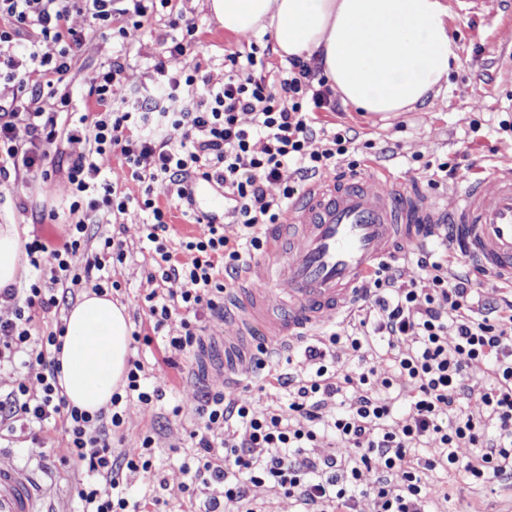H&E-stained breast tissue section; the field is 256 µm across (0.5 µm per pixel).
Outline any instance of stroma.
<instances>
[{
	"mask_svg": "<svg viewBox=\"0 0 512 512\" xmlns=\"http://www.w3.org/2000/svg\"><path fill=\"white\" fill-rule=\"evenodd\" d=\"M172 6L174 12L183 13L198 25L200 43L186 63L201 64L211 84L218 86L224 82L225 54L247 52L253 43L261 47L266 44L261 33L248 39L225 33L199 0H172ZM448 6V24L459 46V61L448 76L447 88L436 99L386 115L359 112L348 105L319 115L325 127L347 129L355 135L354 158L376 163L395 176L419 177V166L424 161L455 166L456 176L440 180L429 190L430 196L447 203L488 166L512 163V130L500 128L501 122L512 123V41L502 37L503 30L512 29V0H486L476 10L470 0H448ZM71 24L85 37V44L65 79L76 111L84 109L92 70L119 52L126 53L128 67L122 85L114 90V100H130L136 92L155 87L154 64L166 50L169 32L165 21L130 31L122 42L101 36L87 15H72ZM69 196L70 185L62 171L44 183L13 181L11 191L0 204V224H27L32 234L61 243L67 236V223L60 220L37 224L33 216L50 209L65 212ZM88 234L87 252L76 258L80 265L87 253L98 251L104 238L112 236L124 244L127 258L112 270L111 276L120 282L122 290L116 298L126 307L134 332L141 336L140 341L132 342L131 356L141 360L145 368H152L162 358L164 349L161 337L152 332L146 300L155 284L147 278L153 259L143 234V215L129 209L114 223L89 225ZM198 380L196 371L169 370L162 401L149 409L136 403L128 407L122 428L124 440L116 444V451L132 447L147 433L158 435L152 469L128 478L127 493L131 500L141 502L151 497L161 478L176 481L180 467L189 462L191 449L184 436L194 417H173L170 408L177 393ZM42 430L48 438L45 453H38L24 440L7 437L0 439V448L27 461L41 480L53 485L54 495L45 503L49 512H75L78 475L49 460L65 445L62 424L60 420L49 419L43 422ZM427 480L433 485L447 486L451 495L447 512H512V486L493 484L475 493L440 470L428 472Z\"/></svg>",
	"mask_w": 512,
	"mask_h": 512,
	"instance_id": "1",
	"label": "stroma"
}]
</instances>
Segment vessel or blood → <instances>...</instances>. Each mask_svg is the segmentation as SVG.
<instances>
[{"mask_svg": "<svg viewBox=\"0 0 512 512\" xmlns=\"http://www.w3.org/2000/svg\"><path fill=\"white\" fill-rule=\"evenodd\" d=\"M446 225L478 267L512 288V166L488 169L450 207L417 183L372 166L312 183L284 223L270 225L263 253L235 290V331L221 354L201 348L203 370L225 388H239L254 377L256 344L273 354L350 316L365 278L381 262ZM51 493L0 449V512H41Z\"/></svg>", "mask_w": 512, "mask_h": 512, "instance_id": "vessel-or-blood-1", "label": "vessel or blood"}]
</instances>
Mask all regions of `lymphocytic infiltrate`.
Listing matches in <instances>:
<instances>
[{"mask_svg":"<svg viewBox=\"0 0 512 512\" xmlns=\"http://www.w3.org/2000/svg\"><path fill=\"white\" fill-rule=\"evenodd\" d=\"M117 2L0 0V80L16 87L11 102L0 105V187L20 174L47 180L66 170L73 218L62 245L38 237L25 243L37 272L28 288L0 290V307L13 311L12 319L0 321V369H27L0 399V433H26L40 448L45 440L36 424L59 419L66 437L61 461L84 475L77 489L80 512H141L123 492V474L152 468L156 439L144 436L115 460L112 436L121 431L128 405L161 400L168 370L187 367L212 323L223 321L224 294L261 251L264 227L280 223L306 181L334 170L353 144L349 132L318 124V112L336 103L315 62L292 59L278 92L264 58L232 52L225 57L224 84L211 86L200 66L180 63L198 43L195 22L180 13L168 16L173 35L154 65L155 91L132 107L114 106L113 90L127 68L119 54L89 77L92 106L72 111L62 84L84 38L70 27L71 14H88L98 30L124 38L171 5L128 0L121 9ZM117 14L125 26L113 27ZM27 31L54 43L56 52L21 46ZM31 65L47 75L45 89L28 91ZM165 95L181 97L182 108H166ZM63 112L70 115L65 131L58 126ZM244 113L251 114L250 123L241 122ZM170 128L180 131L179 143L166 137ZM63 136L86 141L87 150L63 155ZM114 154L123 160L117 172L104 164ZM128 180L139 184L138 193L120 190ZM201 182L223 190L224 215L239 233L231 238L223 225L207 224L172 250L171 212L191 214ZM273 184L278 194L269 193ZM132 207L146 217L154 260L149 279L179 288L147 297L154 332L167 336L154 385H147L143 363L132 360L123 392L91 414L68 405L57 384L53 352L65 331L64 295L85 282L98 294L119 290L109 267L123 263V243L108 237L99 252L87 254V229ZM82 252L87 259L79 266L74 259ZM416 264L421 276L407 283L395 266L379 265L357 320L323 328L289 350L284 366L259 353L260 390L277 399L265 412H256L253 396L242 391L186 390L172 412L192 407L200 424L189 433L194 457L181 468L180 492L208 490L204 512H261L268 491L291 499L295 512H355L362 493L373 497L376 512H427L431 504L447 506L450 494L429 484L426 471L452 472L471 488L512 483V301L481 304L490 280L467 272L466 255L450 251L447 242L419 252ZM48 317L54 327L45 333L39 323ZM379 349L392 367L383 379L374 363ZM342 350L350 366L341 373ZM478 372L491 376L488 386L475 387ZM408 385L415 393L399 426L391 427L394 397ZM322 439L332 446L319 455L314 447ZM422 448L435 449V456L420 459ZM366 472L372 478L365 485Z\"/></svg>","mask_w":512,"mask_h":512,"instance_id":"lymphocytic-infiltrate-1","label":"lymphocytic infiltrate"}]
</instances>
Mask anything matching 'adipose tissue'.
I'll list each match as a JSON object with an SVG mask.
<instances>
[{"instance_id":"obj_1","label":"adipose tissue","mask_w":512,"mask_h":512,"mask_svg":"<svg viewBox=\"0 0 512 512\" xmlns=\"http://www.w3.org/2000/svg\"><path fill=\"white\" fill-rule=\"evenodd\" d=\"M207 6L230 34L270 33L281 59H317L341 101L361 112H403L438 96L458 59L445 0H207ZM28 233L0 225V289L24 278ZM64 324L59 386L69 405L98 412L127 370L126 308L88 290Z\"/></svg>"}]
</instances>
